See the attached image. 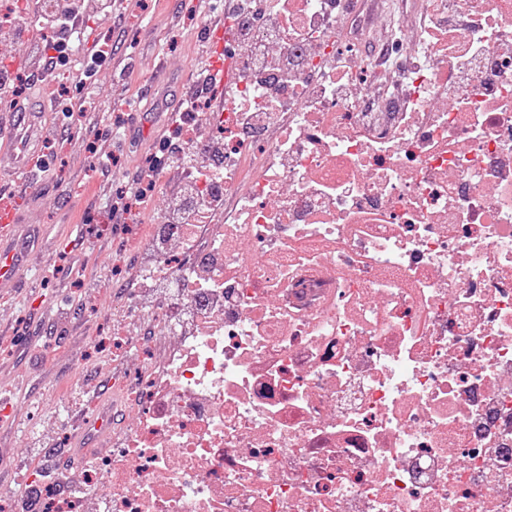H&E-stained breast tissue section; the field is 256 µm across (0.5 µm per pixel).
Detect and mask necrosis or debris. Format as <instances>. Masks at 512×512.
<instances>
[{
    "instance_id": "4bbe7bcc",
    "label": "necrosis or debris",
    "mask_w": 512,
    "mask_h": 512,
    "mask_svg": "<svg viewBox=\"0 0 512 512\" xmlns=\"http://www.w3.org/2000/svg\"><path fill=\"white\" fill-rule=\"evenodd\" d=\"M208 114L224 212L157 218L172 286L131 417L77 485L112 512H512V0H421L341 81L350 0H297ZM167 337L158 343L156 333Z\"/></svg>"
}]
</instances>
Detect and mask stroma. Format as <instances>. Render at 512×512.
Segmentation results:
<instances>
[{
    "mask_svg": "<svg viewBox=\"0 0 512 512\" xmlns=\"http://www.w3.org/2000/svg\"><path fill=\"white\" fill-rule=\"evenodd\" d=\"M114 20L110 26L92 18L88 26L93 39L127 56L129 67L121 73L102 68L94 95L79 100L78 111L53 113L56 131L46 152L54 161L36 173V197H17L27 223L46 232L39 238L34 287L0 299V324L28 338L24 345L0 344V366L21 385L15 414L0 419V499L7 512H21L26 487L45 489V470L79 447L75 417L110 403L142 363L132 344L146 319L132 313L133 283L150 228L177 177L165 173L149 204L131 213L127 224L112 226L107 205L154 167L162 143L145 136L143 124L166 123L151 109L158 94L176 103L182 84L196 78L209 55L206 19L192 0H139ZM159 57L168 75L157 83L149 67ZM114 121L130 130L112 137V153L105 156L99 140L112 136ZM97 181L105 183V192L88 198ZM35 302L44 309L38 318L31 315ZM114 333L122 344H108Z\"/></svg>",
    "mask_w": 512,
    "mask_h": 512,
    "instance_id": "35a3bbf8",
    "label": "stroma"
}]
</instances>
